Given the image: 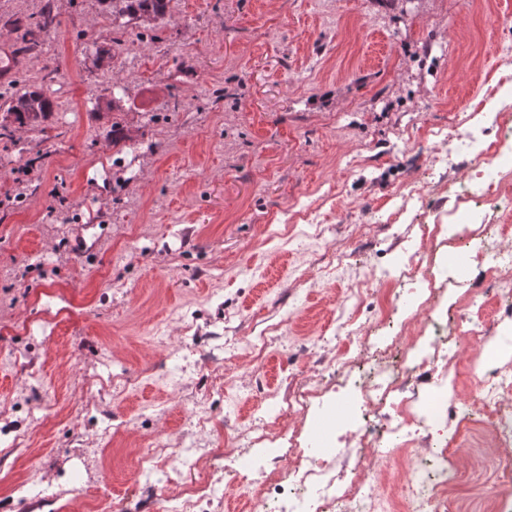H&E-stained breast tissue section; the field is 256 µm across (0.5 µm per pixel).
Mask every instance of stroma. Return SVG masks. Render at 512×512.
<instances>
[{"mask_svg":"<svg viewBox=\"0 0 512 512\" xmlns=\"http://www.w3.org/2000/svg\"><path fill=\"white\" fill-rule=\"evenodd\" d=\"M511 34L512 0H167L149 23L0 0V113L50 102L0 130V512H178L141 449L247 446L266 392L323 369L350 283L420 248L391 198L424 167L454 303L458 202L415 142L512 110ZM340 249L361 264L324 275ZM452 445L448 512H512L486 434ZM49 109V101L36 94H23L16 99V103L10 106L9 115H13L15 121L24 123V119L36 120Z\"/></svg>","mask_w":512,"mask_h":512,"instance_id":"obj_1","label":"stroma"}]
</instances>
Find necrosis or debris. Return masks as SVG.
Masks as SVG:
<instances>
[{
    "label": "necrosis or debris",
    "instance_id": "necrosis-or-debris-1",
    "mask_svg": "<svg viewBox=\"0 0 512 512\" xmlns=\"http://www.w3.org/2000/svg\"><path fill=\"white\" fill-rule=\"evenodd\" d=\"M482 119L497 129L495 147L479 150L472 170L459 173L457 182L468 198V209L479 214L483 229L466 236L470 258L487 266L495 277L512 274V236L504 228L512 219V193L498 182L504 169H512V117L491 106L480 110ZM423 256L413 253L403 264L396 286L379 295L372 278L357 281L356 313L363 314L371 300L383 299L388 313L365 316L356 335L334 345V360L346 379L336 380V397L326 415L334 425L318 448H292L287 456H274L237 473L244 449L228 439L221 472L236 474L251 492L259 512H437L447 501L452 484L447 470L431 458L438 414L455 417V399L447 389L423 395L424 373L447 379L453 365L448 346L455 330L437 325L433 334L412 330L410 320L394 322L398 310L412 305L414 285L424 273ZM471 406L488 432L496 455L512 458V365L487 370L470 390ZM394 448L399 460L397 487L400 504L378 494L375 476L388 465L378 455L380 444Z\"/></svg>",
    "mask_w": 512,
    "mask_h": 512
}]
</instances>
